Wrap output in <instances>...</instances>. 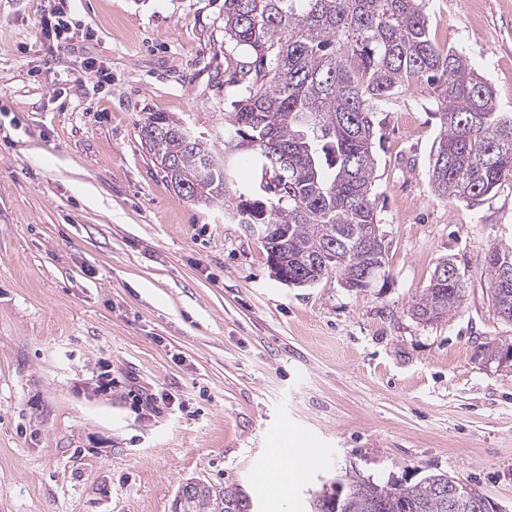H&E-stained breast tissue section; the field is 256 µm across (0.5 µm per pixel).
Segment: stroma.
<instances>
[{
  "mask_svg": "<svg viewBox=\"0 0 512 512\" xmlns=\"http://www.w3.org/2000/svg\"><path fill=\"white\" fill-rule=\"evenodd\" d=\"M58 2L0 0V512H173L190 478L308 512L345 467L407 486L445 472L512 512V366L487 353L512 347V322L483 262L512 241V183L476 205L435 196L427 86L374 117L384 274L296 288L141 144L150 112L222 126L224 0H72L64 46L41 32ZM425 6L512 112V0ZM445 259L466 297L420 323L409 309ZM133 391L176 402L137 409ZM274 431L308 451L277 507L255 478Z\"/></svg>",
  "mask_w": 512,
  "mask_h": 512,
  "instance_id": "obj_1",
  "label": "stroma"
}]
</instances>
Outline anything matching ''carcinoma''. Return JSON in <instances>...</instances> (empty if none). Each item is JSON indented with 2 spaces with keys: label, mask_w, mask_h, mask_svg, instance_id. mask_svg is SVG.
I'll list each match as a JSON object with an SVG mask.
<instances>
[{
  "label": "carcinoma",
  "mask_w": 512,
  "mask_h": 512,
  "mask_svg": "<svg viewBox=\"0 0 512 512\" xmlns=\"http://www.w3.org/2000/svg\"><path fill=\"white\" fill-rule=\"evenodd\" d=\"M224 40L242 55L225 84L236 88L224 126L187 138L181 119L150 112L141 141L173 190L189 199L246 212L239 224H271L262 239L294 280L311 278L324 252L339 261L331 272L372 284L386 265V247L363 244L380 223L374 205V114L413 83H426L437 102L439 138L429 160L435 194L479 201L512 181V113L500 112L491 86L468 60L438 46L425 0H224ZM224 148H219V145ZM253 179L235 180L239 154ZM288 156L287 164L280 163ZM489 296L512 320V245L484 257ZM467 290L450 268L448 284L431 275L409 308L425 324L460 307ZM341 497L324 490L311 512H478L464 491L448 489V475L430 474L412 487L380 485L345 471ZM236 484L195 485L183 512H256Z\"/></svg>",
  "instance_id": "carcinoma-1"
}]
</instances>
